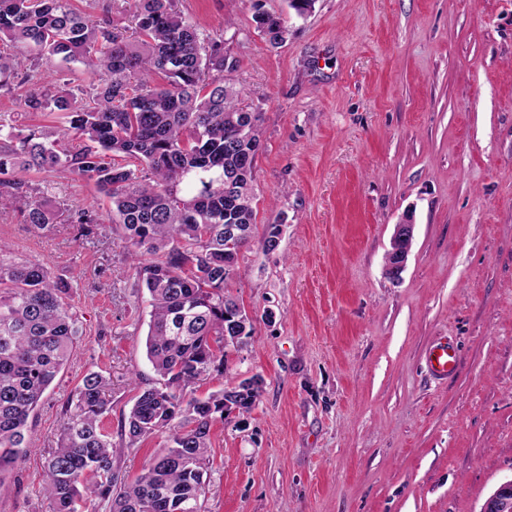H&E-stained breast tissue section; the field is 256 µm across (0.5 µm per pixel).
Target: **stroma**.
<instances>
[{
  "mask_svg": "<svg viewBox=\"0 0 512 512\" xmlns=\"http://www.w3.org/2000/svg\"><path fill=\"white\" fill-rule=\"evenodd\" d=\"M179 7L225 38L224 81L262 114L253 238L224 288L254 332L195 390L255 375L263 389L211 428L204 512H480L512 478V0H316L304 18L289 0ZM260 10L287 20V42L260 35ZM20 178L58 219L39 230L0 210V240L71 282L83 330L0 474V512H49L43 466L87 371L112 381L103 427L126 480L167 436L132 448L123 428L156 375L111 202L72 175ZM82 210L101 220L86 240ZM407 215L395 282L384 260ZM443 339L459 368L439 381L423 357ZM414 229L415 224H413V222L409 219H405L395 226V233L391 241L394 244H400L402 248L400 250H396V256L393 259V263H389L392 262V256L389 254V252L386 254L385 264H389L385 267V272L386 275H388V277L391 279L396 277L401 269H403L399 276L400 279L401 274L405 269L414 237Z\"/></svg>",
  "mask_w": 512,
  "mask_h": 512,
  "instance_id": "35a3bbf8",
  "label": "stroma"
}]
</instances>
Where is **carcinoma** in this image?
Instances as JSON below:
<instances>
[{
  "mask_svg": "<svg viewBox=\"0 0 512 512\" xmlns=\"http://www.w3.org/2000/svg\"><path fill=\"white\" fill-rule=\"evenodd\" d=\"M121 29L70 0H0V91L17 93L24 112L66 114L67 126L34 125L0 143V209L22 199L26 222L57 223L52 201L24 190L16 172L69 173L95 180L112 203L150 307L146 352L159 384L143 388L125 420L128 444L178 421L136 479L114 469L100 425L111 409L109 381L87 372L68 402L43 471L51 512L80 508L84 491L109 512H201L213 422L251 411L258 377L206 398L186 396L227 350L253 334L224 292L252 237L254 160L261 113L237 107L224 84V39L205 34L178 0H135ZM273 46L288 40L284 19L255 16ZM80 63L90 82L47 87L43 64ZM133 161L119 165L114 157ZM237 241L224 246V226ZM148 254L152 260L140 261ZM70 284L44 264L20 259L0 241V472L28 447L30 414L69 363L82 335Z\"/></svg>",
  "mask_w": 512,
  "mask_h": 512,
  "instance_id": "cac0c4a2",
  "label": "carcinoma"
}]
</instances>
